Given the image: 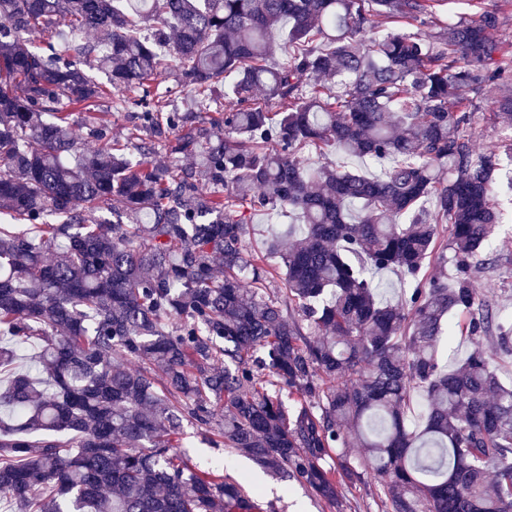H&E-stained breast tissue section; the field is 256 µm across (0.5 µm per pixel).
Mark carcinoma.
Here are the masks:
<instances>
[{"mask_svg":"<svg viewBox=\"0 0 512 512\" xmlns=\"http://www.w3.org/2000/svg\"><path fill=\"white\" fill-rule=\"evenodd\" d=\"M444 2L0 0V502L266 512L187 465V422L331 507L371 472L384 512H512V314L474 286L512 141L475 150L471 97L512 52L488 10L367 38ZM172 73L185 112L155 91ZM114 91L127 137L102 112L76 141ZM310 147L389 166L308 169ZM257 210L296 223L252 259ZM443 232L456 276L387 299L374 273L415 276ZM455 316L472 347L447 363Z\"/></svg>","mask_w":512,"mask_h":512,"instance_id":"obj_1","label":"carcinoma"}]
</instances>
